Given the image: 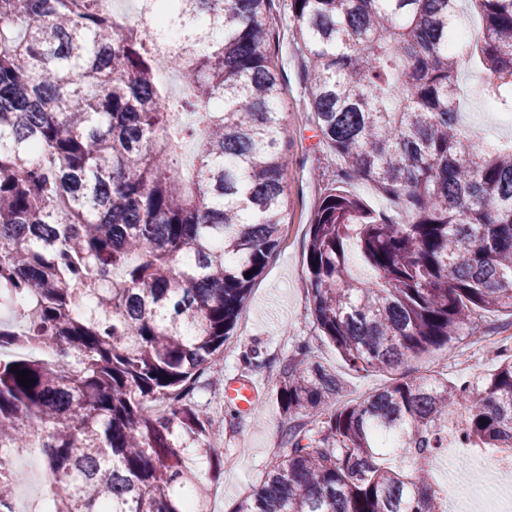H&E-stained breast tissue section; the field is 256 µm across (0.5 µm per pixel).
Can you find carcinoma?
I'll list each match as a JSON object with an SVG mask.
<instances>
[{"mask_svg": "<svg viewBox=\"0 0 512 512\" xmlns=\"http://www.w3.org/2000/svg\"><path fill=\"white\" fill-rule=\"evenodd\" d=\"M458 2L288 0L320 141L402 212L336 186L309 217L314 323L358 373L512 317V144L462 127L456 92L469 55L480 96L512 112V0H472L473 47ZM274 5L159 0L188 78L169 97L164 27L123 29L103 0H0V448L43 449L45 512H209L187 449L217 473L224 449L189 396L287 216ZM496 351L466 384L424 374L338 407L342 380L302 348L280 369L288 454L233 512H444L429 459L451 412L463 443L512 451V349ZM21 479L0 458V512Z\"/></svg>", "mask_w": 512, "mask_h": 512, "instance_id": "1", "label": "carcinoma"}]
</instances>
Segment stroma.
<instances>
[{
    "instance_id": "35a3bbf8",
    "label": "stroma",
    "mask_w": 512,
    "mask_h": 512,
    "mask_svg": "<svg viewBox=\"0 0 512 512\" xmlns=\"http://www.w3.org/2000/svg\"><path fill=\"white\" fill-rule=\"evenodd\" d=\"M274 27L279 38L269 51L285 78V134L294 143L286 175L288 222L279 246L250 291L233 336L193 391L194 401L223 431L224 472L220 478H213L198 450L189 454L194 471L210 489L211 512H231L260 482L269 463L287 454L283 434L288 422L276 404V382L281 365L297 358L301 346H308L316 360L342 377L345 387L340 400L347 403L406 376L435 373L461 382L493 369L495 354L487 338L505 321L504 316L486 314L450 345L430 350L394 370L367 374L352 371L322 336L307 302L305 247L310 213L336 179V157L319 143L287 12L276 13ZM459 121L479 133L494 134L500 141L512 140V126L495 124L477 96L464 97ZM241 379L253 380L259 387L256 402L244 415L225 392L227 385Z\"/></svg>"
}]
</instances>
